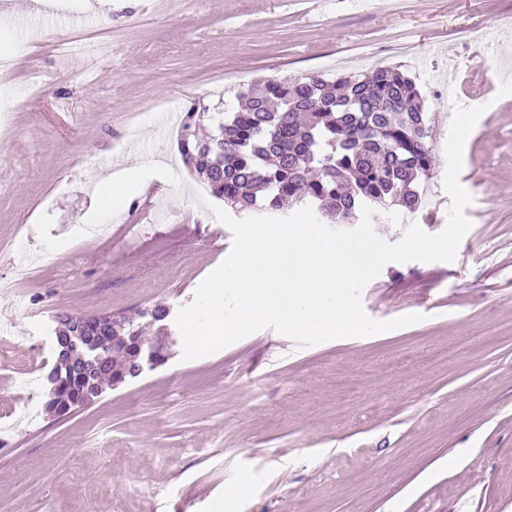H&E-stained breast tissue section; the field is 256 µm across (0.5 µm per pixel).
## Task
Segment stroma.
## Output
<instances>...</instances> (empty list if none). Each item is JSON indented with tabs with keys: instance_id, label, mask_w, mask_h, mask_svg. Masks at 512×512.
Listing matches in <instances>:
<instances>
[{
	"instance_id": "stroma-1",
	"label": "stroma",
	"mask_w": 512,
	"mask_h": 512,
	"mask_svg": "<svg viewBox=\"0 0 512 512\" xmlns=\"http://www.w3.org/2000/svg\"><path fill=\"white\" fill-rule=\"evenodd\" d=\"M0 49V512H512V0H44ZM74 16L86 24L73 27ZM96 54L86 73L58 43ZM114 51L100 53L101 41ZM398 68L430 117L415 214L444 229L453 102L484 106L459 176L473 223L451 262L387 264L376 320L420 323L300 348L272 329L46 410L55 317L179 309L231 231L178 154L171 108L237 111L257 80ZM137 142L141 193L102 222L93 177Z\"/></svg>"
}]
</instances>
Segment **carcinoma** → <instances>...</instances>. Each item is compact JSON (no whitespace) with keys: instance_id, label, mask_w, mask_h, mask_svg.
<instances>
[{"instance_id":"1","label":"carcinoma","mask_w":512,"mask_h":512,"mask_svg":"<svg viewBox=\"0 0 512 512\" xmlns=\"http://www.w3.org/2000/svg\"><path fill=\"white\" fill-rule=\"evenodd\" d=\"M241 97L237 112H211L195 101L184 115L179 152L215 198L240 212L260 198L264 209L279 211L288 199L344 224L361 217L364 205L377 211L375 224L392 207L411 214L421 207L419 181L434 165L428 117L415 83L398 69L268 80ZM205 123L214 131L202 139L197 129ZM85 325L89 336L111 337L149 336L152 327L143 311L128 324L114 316L101 327L92 315ZM101 351L107 361L92 375L99 387L125 368L112 345ZM47 380L55 391L46 409L64 414L92 403L86 376L62 359Z\"/></svg>"}]
</instances>
